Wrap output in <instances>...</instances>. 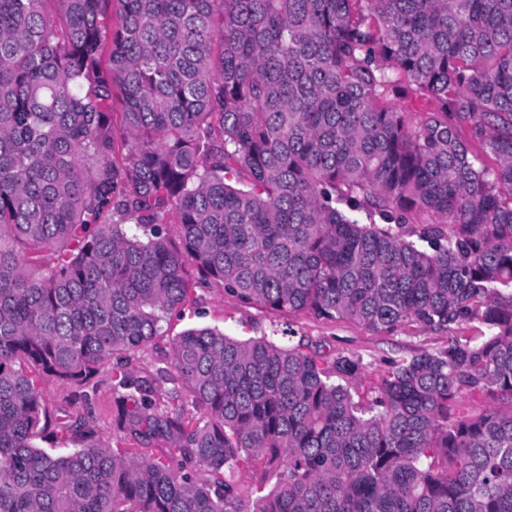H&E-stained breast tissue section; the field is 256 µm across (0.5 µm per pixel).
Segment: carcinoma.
I'll return each mask as SVG.
<instances>
[{
	"instance_id": "cac0c4a2",
	"label": "carcinoma",
	"mask_w": 512,
	"mask_h": 512,
	"mask_svg": "<svg viewBox=\"0 0 512 512\" xmlns=\"http://www.w3.org/2000/svg\"><path fill=\"white\" fill-rule=\"evenodd\" d=\"M0 512H512V0H0ZM200 315L175 321L172 336L189 325L217 326L229 336L246 338L249 336H280L275 330L281 329L283 319L264 309L245 306L224 295L219 288L200 289ZM274 333V334H273ZM292 329L299 336L310 340H325L337 350L359 354L365 362L376 363L369 368L363 385L376 377L374 370L383 362L414 355L423 350H438L446 343V331H424L416 328L400 330L391 335H378L348 322H330L303 317L294 320ZM381 360V362H380ZM92 385L94 389H91ZM89 389V404L95 414L97 424L106 436L112 435V416L116 395L112 391V381L107 371L101 372Z\"/></svg>"
}]
</instances>
